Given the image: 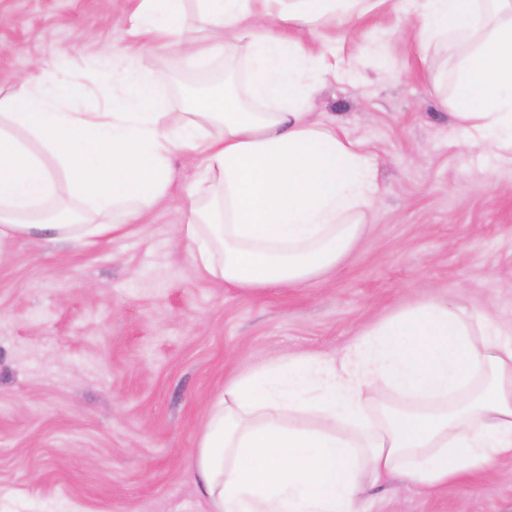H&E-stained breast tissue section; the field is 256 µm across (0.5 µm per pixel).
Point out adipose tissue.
Masks as SVG:
<instances>
[{"instance_id": "adipose-tissue-1", "label": "adipose tissue", "mask_w": 512, "mask_h": 512, "mask_svg": "<svg viewBox=\"0 0 512 512\" xmlns=\"http://www.w3.org/2000/svg\"><path fill=\"white\" fill-rule=\"evenodd\" d=\"M367 0H139L145 50L198 65L229 50L250 66L244 95L209 91L186 112L152 107L163 76L110 45L98 56L118 93L103 112L72 108L78 88L33 64L0 93V248L47 231L93 245L173 183V159L203 163L178 225L209 280L298 284L333 269L380 198L376 163L314 120L320 83L341 68L295 30L361 16ZM421 48L459 56L448 106L471 147L512 156V0H395ZM204 21L206 42L190 38ZM44 146L37 152L15 128ZM484 309L429 301L378 323L336 358L278 353L227 382L202 434L196 485L210 512H359L361 478L431 488L512 456V343ZM391 392L381 403L376 383Z\"/></svg>"}]
</instances>
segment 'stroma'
<instances>
[{"instance_id":"obj_1","label":"stroma","mask_w":512,"mask_h":512,"mask_svg":"<svg viewBox=\"0 0 512 512\" xmlns=\"http://www.w3.org/2000/svg\"><path fill=\"white\" fill-rule=\"evenodd\" d=\"M138 0H0V84L35 61L66 70L80 110L112 99L97 50L130 44ZM414 20L371 0L349 23L304 32L352 65L327 78L314 118L376 159L381 199L336 269L294 287L246 290L204 279L178 236L197 164L176 158L152 210L90 247L15 238L0 252V512H209L195 485L198 444L225 382L271 352L341 355L384 318L430 299L485 308L512 328V163L475 151L436 83L443 54L412 50ZM163 112L233 75L242 54L198 67L151 57ZM362 512H512V457L464 480L369 488Z\"/></svg>"}]
</instances>
